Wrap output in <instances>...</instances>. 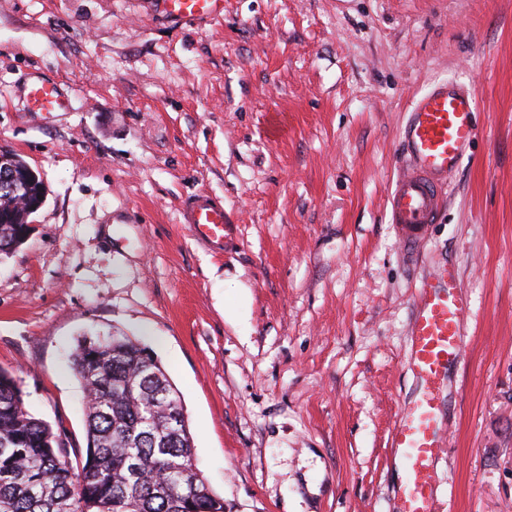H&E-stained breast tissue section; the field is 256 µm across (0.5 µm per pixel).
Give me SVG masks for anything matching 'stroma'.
Here are the masks:
<instances>
[{
    "label": "stroma",
    "instance_id": "35a3bbf8",
    "mask_svg": "<svg viewBox=\"0 0 512 512\" xmlns=\"http://www.w3.org/2000/svg\"><path fill=\"white\" fill-rule=\"evenodd\" d=\"M64 112L24 109L33 76ZM470 90L478 134L436 224L391 223L414 101ZM45 186L0 257V368L85 439L69 355L127 336L179 392L224 512H396L391 438L422 280L456 269L465 358L441 385L438 512H512V0H0V152ZM223 198L224 250L181 222ZM159 12L167 17L206 22L224 16V0H155Z\"/></svg>",
    "mask_w": 512,
    "mask_h": 512
}]
</instances>
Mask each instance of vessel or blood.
I'll return each instance as SVG.
<instances>
[{
  "label": "vessel or blood",
  "instance_id": "vessel-or-blood-1",
  "mask_svg": "<svg viewBox=\"0 0 512 512\" xmlns=\"http://www.w3.org/2000/svg\"><path fill=\"white\" fill-rule=\"evenodd\" d=\"M156 6L178 20L206 22L224 15V0H156ZM24 100L33 112H58L70 104L56 82L39 77L26 85ZM476 108L473 94L445 86L416 101L401 134L404 166L388 196L392 223L410 231L436 223L448 174L476 136ZM182 218L196 241L223 251L231 225L223 200L196 195L185 204ZM467 316L452 270H439L422 281L410 327L412 366L421 389L400 417L392 442L404 470L399 512H436L432 467L441 451L438 384L463 359Z\"/></svg>",
  "mask_w": 512,
  "mask_h": 512
}]
</instances>
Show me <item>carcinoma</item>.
Instances as JSON below:
<instances>
[{"label": "carcinoma", "instance_id": "1", "mask_svg": "<svg viewBox=\"0 0 512 512\" xmlns=\"http://www.w3.org/2000/svg\"><path fill=\"white\" fill-rule=\"evenodd\" d=\"M0 254L12 251L44 184L21 157L3 161ZM147 348L123 336H83L72 369L87 395L86 448L26 408L14 376L0 369V512H224L195 463L189 427L172 416L183 403Z\"/></svg>", "mask_w": 512, "mask_h": 512}]
</instances>
